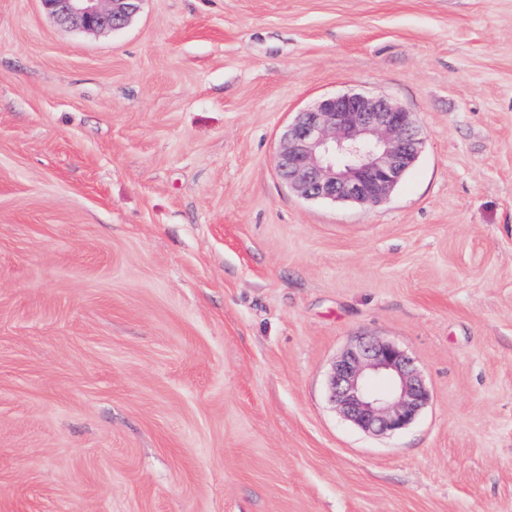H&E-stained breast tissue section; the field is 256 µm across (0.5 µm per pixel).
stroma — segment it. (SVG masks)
<instances>
[{
    "instance_id": "35a3bbf8",
    "label": "stroma",
    "mask_w": 512,
    "mask_h": 512,
    "mask_svg": "<svg viewBox=\"0 0 512 512\" xmlns=\"http://www.w3.org/2000/svg\"><path fill=\"white\" fill-rule=\"evenodd\" d=\"M350 92L425 136L376 207L277 169ZM360 336L396 434L327 400ZM0 512H512V0H0ZM141 0H40L60 22L76 29L120 30L137 12ZM388 382L378 392L374 378ZM329 401L364 432L394 434L415 421L430 400L415 359L390 341L359 337L335 360Z\"/></svg>"
}]
</instances>
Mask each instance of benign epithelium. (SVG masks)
I'll list each match as a JSON object with an SVG mask.
<instances>
[{"instance_id": "benign-epithelium-1", "label": "benign epithelium", "mask_w": 512, "mask_h": 512, "mask_svg": "<svg viewBox=\"0 0 512 512\" xmlns=\"http://www.w3.org/2000/svg\"><path fill=\"white\" fill-rule=\"evenodd\" d=\"M76 29L120 30L140 0H40ZM424 142L411 113L387 97L328 96L299 112L284 131L278 169L309 199L378 206L416 163ZM329 401L354 425L394 434L430 400L415 359L390 341L359 337L335 360Z\"/></svg>"}]
</instances>
